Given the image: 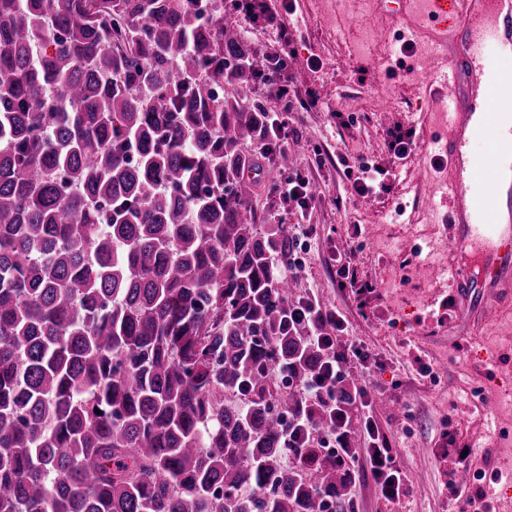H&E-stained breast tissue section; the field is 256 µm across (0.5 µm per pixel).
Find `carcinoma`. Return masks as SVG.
I'll return each instance as SVG.
<instances>
[{"label":"carcinoma","mask_w":512,"mask_h":512,"mask_svg":"<svg viewBox=\"0 0 512 512\" xmlns=\"http://www.w3.org/2000/svg\"><path fill=\"white\" fill-rule=\"evenodd\" d=\"M189 2L0 0V512L350 500L333 350L243 174L279 139L218 90L280 63Z\"/></svg>","instance_id":"carcinoma-1"}]
</instances>
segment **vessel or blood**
<instances>
[{
    "label": "vessel or blood",
    "instance_id": "1",
    "mask_svg": "<svg viewBox=\"0 0 512 512\" xmlns=\"http://www.w3.org/2000/svg\"><path fill=\"white\" fill-rule=\"evenodd\" d=\"M397 3L411 38L440 63L434 82L448 91L433 143L446 158L448 273L465 323L512 300V69L486 63L512 52V0Z\"/></svg>",
    "mask_w": 512,
    "mask_h": 512
}]
</instances>
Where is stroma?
<instances>
[{"label": "stroma", "mask_w": 512, "mask_h": 512, "mask_svg": "<svg viewBox=\"0 0 512 512\" xmlns=\"http://www.w3.org/2000/svg\"><path fill=\"white\" fill-rule=\"evenodd\" d=\"M270 6L281 26L241 21L246 38L270 52L281 46L280 27H287L290 95L299 101L315 91L321 107L293 113V136L275 160L259 167L254 208L262 224L314 225L306 247L294 251L299 290L341 311L349 322L347 341L365 342L384 360L373 379L374 418L409 480L406 495L392 505L370 474L356 471L345 512H449L461 466L471 473L470 488L486 490L492 512H503L512 483L495 474L512 469V448L500 446L494 431H512V414L502 413L503 404H512V320L491 312L484 327L469 331L448 310V281L440 268L448 259L449 225L426 205L444 175L430 150L431 72L419 50L400 53L397 38L362 42L372 0L346 12L337 10L336 0H295L289 14L281 0ZM312 55L322 69L308 67ZM339 112L358 118V125H337ZM398 127L415 130L417 146L395 161L387 139ZM359 156L388 168L390 193L371 199L348 194L340 160ZM286 173L307 176L316 186L307 214L288 208L275 193ZM343 247L359 277L377 285L365 307L337 287L328 265ZM416 263L429 266V277H416ZM423 364L432 367V377L420 375ZM464 448L469 457H461Z\"/></svg>", "instance_id": "35a3bbf8"}]
</instances>
